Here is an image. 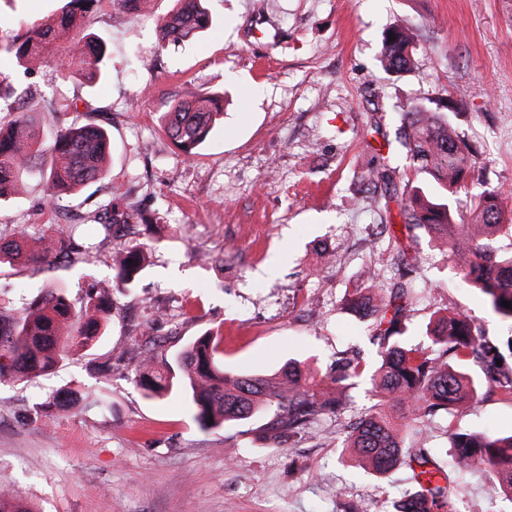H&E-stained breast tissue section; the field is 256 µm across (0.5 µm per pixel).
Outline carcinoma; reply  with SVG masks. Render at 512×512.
<instances>
[{
  "label": "carcinoma",
  "mask_w": 512,
  "mask_h": 512,
  "mask_svg": "<svg viewBox=\"0 0 512 512\" xmlns=\"http://www.w3.org/2000/svg\"><path fill=\"white\" fill-rule=\"evenodd\" d=\"M96 0H65L60 14L35 27L12 51L19 66L49 55L60 35L80 26ZM211 18L203 0H176L171 14L159 28V49L188 41L208 29ZM421 26L401 22L384 36L381 63L388 73H400L414 65L422 47ZM395 36L389 40V36ZM106 46L89 37L71 43L56 60L65 76L80 74L89 83L103 78ZM224 96L206 94L193 100L174 99L160 117L161 127L189 158L199 148L224 114ZM451 107L443 99L429 104L415 102L401 113L397 129L398 150L405 153L419 174L431 176L441 188L432 193L405 184L398 189L396 169L380 163L360 175L370 190L382 189L385 209L397 203L405 229H420L441 244L461 281L478 289L495 311L512 321V253L497 245L498 236L512 237V224L505 223L506 208L494 189H485L472 200L475 223L459 224L454 218L457 193L465 187L474 169L475 155L454 131L448 119ZM39 119L32 112H15L0 121V201L10 199L19 186L38 174L57 193H74L103 178L110 150V136L94 123L70 124L50 135L43 148L35 129ZM50 167H43L45 154ZM125 193L116 187L112 198L93 211V222L105 235L115 237L136 219L124 209ZM86 250L71 229L51 224L41 236L24 232L7 239L0 236V264L75 265ZM144 246L130 241L121 247V260L112 283L85 290L75 306L61 294L37 293L12 314L0 309V382L17 381L52 372L65 358L92 349L108 330L112 317V290L133 287L143 271ZM380 303L355 291L346 298L348 308L373 318L379 342L374 377L385 402L374 411L346 424V447L357 452L371 468L383 474L404 465L419 487L397 512H456L462 495L458 475L470 470L494 471L495 493L512 500V434L455 430L451 433L453 461L443 468L425 448L422 423L457 404L476 400L491 392L512 400V345H498L474 334L470 315L455 311L438 317L429 330L436 353L406 348L402 323L409 298L403 283L386 289ZM220 336L206 332L182 350L170 355L147 350L135 370L134 380L148 398L179 394L189 401L194 420L202 429H215L226 421L254 424L250 431L269 443H299L326 413L345 410L353 380L365 371L356 352L340 356L329 366L333 392L317 389L310 369L295 362L272 375H238L224 371ZM502 365H496V360ZM479 364L486 380L466 372ZM213 422H208V419ZM412 433L414 445L403 446L404 434ZM0 512H32L9 493L0 490Z\"/></svg>",
  "instance_id": "cac0c4a2"
}]
</instances>
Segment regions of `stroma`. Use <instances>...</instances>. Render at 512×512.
<instances>
[{
    "label": "stroma",
    "instance_id": "35a3bbf8",
    "mask_svg": "<svg viewBox=\"0 0 512 512\" xmlns=\"http://www.w3.org/2000/svg\"><path fill=\"white\" fill-rule=\"evenodd\" d=\"M62 0H0V77L44 129L93 122L112 137L108 174L73 197H52L41 178L0 203V233L38 235L69 224L88 248L83 263L51 269L0 267V306L17 308L50 288L79 302L92 280H111L116 241L92 210L127 190L153 227L142 235L149 265L112 295V325L92 349L54 374L0 384V486L33 512H396L417 489L411 471L380 475L343 455L344 419L323 416L298 447L256 441L246 424L204 430L176 397L149 399L130 371L143 347L176 351L206 331L224 338V366L268 375L299 360L326 373L338 351L375 359L371 319L346 310L352 285L381 293L399 276V249L422 261L410 288L407 347H427L435 315L468 312L477 334L506 341L512 322L464 285L448 255L423 231L396 239L358 193L355 177L394 141L398 114L423 97L463 100L454 127L479 148L476 166L512 209V0H208L212 27L194 41L157 49L173 0H145L128 14L99 0L73 39L103 37L107 73L89 84L61 77L54 59L19 67L16 39L56 13ZM421 24L426 42L413 70L380 63L383 32ZM224 96V116L194 160L158 120L172 99ZM76 103L58 117L49 101ZM483 185V186H486ZM482 185L458 195L468 215ZM378 271L369 283L363 267ZM120 357L110 376L94 364ZM64 390L92 406L44 414ZM512 433V402L475 401L427 422L426 445L448 464L451 429ZM458 512H512L493 493V473L460 476Z\"/></svg>",
    "mask_w": 512,
    "mask_h": 512
}]
</instances>
